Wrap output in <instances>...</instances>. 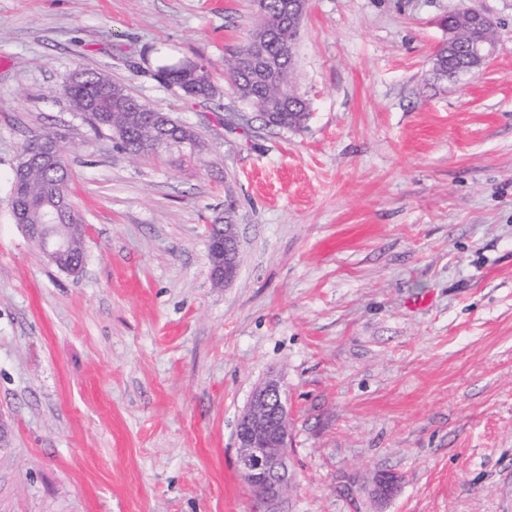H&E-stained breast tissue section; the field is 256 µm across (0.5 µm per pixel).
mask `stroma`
<instances>
[{
	"label": "stroma",
	"instance_id": "1",
	"mask_svg": "<svg viewBox=\"0 0 512 512\" xmlns=\"http://www.w3.org/2000/svg\"><path fill=\"white\" fill-rule=\"evenodd\" d=\"M460 5L496 53L442 80ZM255 24L252 0H0V512H255L235 434L271 375L280 512H512V0H310L291 70L310 117L288 130L224 73ZM185 58L215 96L158 77ZM79 67L193 145L133 158L94 134L61 92ZM44 135L86 228L75 272L13 218ZM212 224L209 231V242L214 245L217 252H221L222 256L218 260L219 263L213 266L212 275L216 280L224 282L232 281L237 274L238 270V245L233 231V224H224L220 232L215 233Z\"/></svg>",
	"mask_w": 512,
	"mask_h": 512
}]
</instances>
